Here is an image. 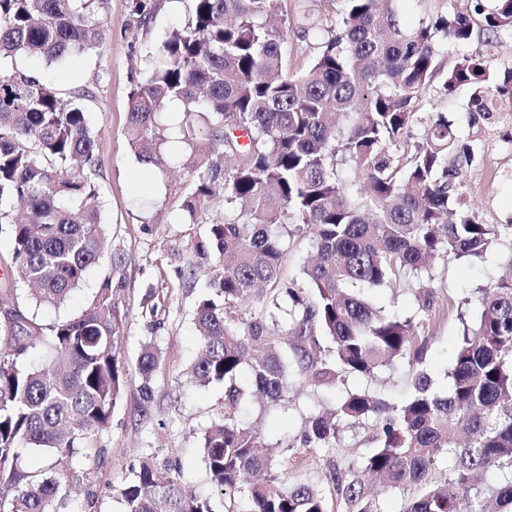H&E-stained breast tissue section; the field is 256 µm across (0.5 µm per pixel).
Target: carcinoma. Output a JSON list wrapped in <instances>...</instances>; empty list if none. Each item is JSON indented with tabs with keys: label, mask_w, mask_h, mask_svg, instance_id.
I'll return each instance as SVG.
<instances>
[{
	"label": "carcinoma",
	"mask_w": 512,
	"mask_h": 512,
	"mask_svg": "<svg viewBox=\"0 0 512 512\" xmlns=\"http://www.w3.org/2000/svg\"><path fill=\"white\" fill-rule=\"evenodd\" d=\"M193 2L188 26L139 52L143 79L130 91L126 130L142 162L164 166L161 114L171 104L184 114L178 136L192 176L170 193L189 223L207 225L196 250L213 258L196 301L199 346L188 374L198 386L224 384V410L203 453L225 512H382L374 485L402 492L399 512H459L462 501L470 512H512V277L479 289L478 316L463 324L444 395L422 368L427 337L418 335L439 313L433 261L512 241V224H481L462 204L480 134L512 104V71L494 82L487 58L464 55L443 75L444 91L471 89L463 140L446 113L420 110L437 56L471 38L469 17L447 11L408 26L401 0H337V26L292 71L287 40L268 26L272 15L288 22V0ZM106 3L0 0V233L12 240L0 307L19 317H0V512H53L65 499L70 460L93 451L128 371L113 277L80 315L48 325L22 296L31 287L37 304L60 306L111 248L100 141L83 105L93 90L82 84L62 96L17 63L24 55L61 66L98 47ZM474 10L484 15L488 47L512 34V0ZM154 11L151 0H131L139 27ZM200 122L209 137L199 136ZM343 165L355 171L350 182ZM286 235L307 237L315 251L305 288L283 271ZM412 275L417 322L359 292ZM40 340L51 362L36 366L29 357ZM395 360L411 375L406 399L348 387L276 454L260 453L261 429L242 421L248 399L289 403L292 375L303 386L345 385ZM160 362L152 345L136 361L146 397ZM245 364L247 388L237 382ZM362 425L372 448L359 459L321 457L343 428ZM22 445L51 453L44 478L20 471ZM296 464L321 469L326 487L295 477ZM116 490L125 512H212L148 460Z\"/></svg>",
	"instance_id": "obj_1"
}]
</instances>
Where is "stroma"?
Here are the masks:
<instances>
[{
    "label": "stroma",
    "mask_w": 512,
    "mask_h": 512,
    "mask_svg": "<svg viewBox=\"0 0 512 512\" xmlns=\"http://www.w3.org/2000/svg\"><path fill=\"white\" fill-rule=\"evenodd\" d=\"M156 3L148 27L137 29L131 25L130 0H108L102 16L112 36L83 56L74 68L48 67L33 59L20 61L58 92H69L79 83L92 86L95 92L86 108L90 126L101 142L103 219L113 250L125 257L122 289L115 296L123 318L121 356L135 362L150 344L162 353L159 369L147 384L150 394H143L146 384L139 374L129 372L122 401L98 435V453L73 457L75 478L61 512H122L123 504L114 487L148 458L169 462L172 474L180 476L197 495L209 499L213 512H224V498L215 491L202 454L203 433L224 406V387H200L190 383L185 374L198 348L193 320L198 291L185 280L183 272L203 265L194 245L205 227L182 223L179 203L165 189L166 184L187 180L188 171L142 163L126 135L131 73L136 68L131 43L156 44L165 31L185 27L192 18V0ZM450 8L469 15L473 33L466 43L449 49L441 57V65L451 67L461 54L488 53L494 75L512 70V37L504 36L497 47L487 48L482 35L484 17L475 13L471 0H402L400 13L406 24L414 25ZM305 15L318 26H330L337 20L336 4L334 0H288V46L299 66L306 65L314 53L311 40L297 35L298 21ZM469 98L468 87H458L447 95L437 81L427 95L433 111L447 113L463 137L469 133ZM481 140L483 156L465 176V205L480 223L512 222V112L502 113L496 125L483 131ZM111 268L110 256H103L63 307L38 308L39 320L48 324L80 314ZM435 268L436 296L444 313L423 329L428 338L424 367L435 389L444 393L450 385L449 374L462 333L460 318L472 311L467 300L478 288L512 269V242L499 240L481 257L438 258ZM365 295L376 307L403 317L418 315L411 282L369 288ZM338 395L332 388L305 387L289 410H267L255 402L249 405L244 420L261 428L266 447L279 448L300 434L316 409L332 406Z\"/></svg>",
    "instance_id": "obj_1"
}]
</instances>
